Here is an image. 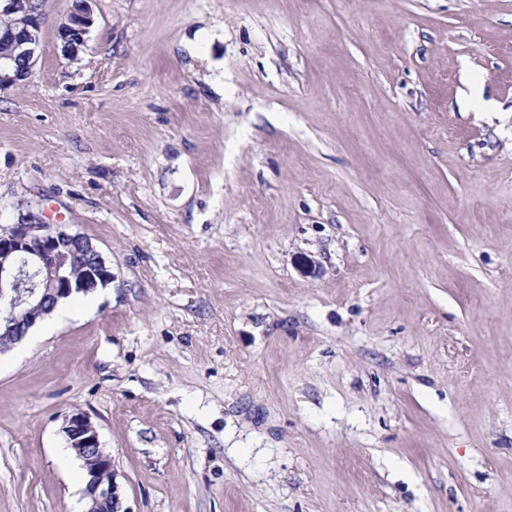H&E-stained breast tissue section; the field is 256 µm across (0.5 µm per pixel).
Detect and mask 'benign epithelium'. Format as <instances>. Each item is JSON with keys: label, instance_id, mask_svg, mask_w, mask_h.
<instances>
[{"label": "benign epithelium", "instance_id": "7a95c632", "mask_svg": "<svg viewBox=\"0 0 512 512\" xmlns=\"http://www.w3.org/2000/svg\"><path fill=\"white\" fill-rule=\"evenodd\" d=\"M0 11L15 16L23 34L12 38L11 59L16 68L0 63V89L17 85L31 75L39 56L41 23L31 8V0H0ZM94 24L91 0H75L73 10L63 23L69 34V49L78 50ZM79 266L77 281L68 269ZM32 286L20 297L28 308L8 319L7 330L21 341L42 317V306L71 296L74 292H92L112 284V268L96 244L80 233H71L62 224H50L43 217L24 215L0 232V288L17 286L24 277ZM67 447L84 460L94 459L84 488L85 512H120L121 501L115 482L112 454L102 447L99 434L83 412H73L62 428Z\"/></svg>", "mask_w": 512, "mask_h": 512}]
</instances>
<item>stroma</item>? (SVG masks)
<instances>
[{"instance_id": "stroma-1", "label": "stroma", "mask_w": 512, "mask_h": 512, "mask_svg": "<svg viewBox=\"0 0 512 512\" xmlns=\"http://www.w3.org/2000/svg\"><path fill=\"white\" fill-rule=\"evenodd\" d=\"M0 90V225L112 268L0 354V512H512V0H95ZM91 0H76L73 10L62 24L69 34V49L76 53L85 44V36L94 24V11ZM67 448H71L79 459H94V467L88 470V480L84 471L72 472L76 484L84 488V512H122L120 493L115 482L112 454L102 447L99 434L90 418L83 412H73L62 428ZM71 450V451H72Z\"/></svg>"}]
</instances>
